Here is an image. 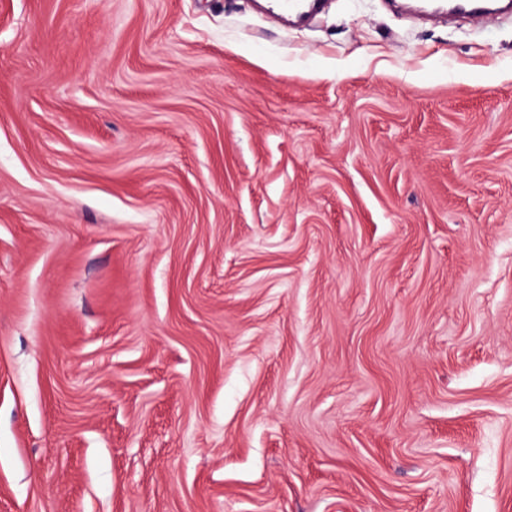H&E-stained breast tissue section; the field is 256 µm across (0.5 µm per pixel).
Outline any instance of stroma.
<instances>
[{
    "label": "stroma",
    "mask_w": 512,
    "mask_h": 512,
    "mask_svg": "<svg viewBox=\"0 0 512 512\" xmlns=\"http://www.w3.org/2000/svg\"><path fill=\"white\" fill-rule=\"evenodd\" d=\"M0 512H512V18L0 0Z\"/></svg>",
    "instance_id": "35a3bbf8"
}]
</instances>
